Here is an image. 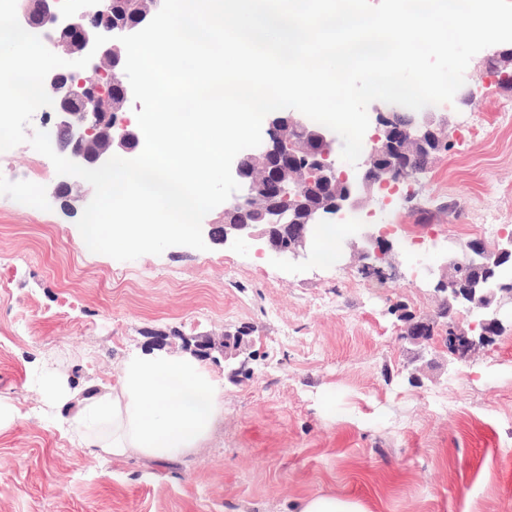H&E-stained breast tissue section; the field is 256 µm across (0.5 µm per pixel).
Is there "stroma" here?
Returning a JSON list of instances; mask_svg holds the SVG:
<instances>
[{"mask_svg":"<svg viewBox=\"0 0 512 512\" xmlns=\"http://www.w3.org/2000/svg\"><path fill=\"white\" fill-rule=\"evenodd\" d=\"M475 55L483 84L453 100L448 151L400 185L389 217L396 274L363 278L345 255L281 263L260 242L173 246L121 263L82 247L81 209L34 187L29 144L0 160V512H295L324 493L370 512H512V303L504 329L469 360L445 341L436 277L424 265L460 251L496 215L512 232V125L493 126L512 87ZM177 280L117 279L121 266ZM435 324L430 343L403 339L406 317ZM246 331L248 375L229 381L224 417L181 462L112 461L74 444L68 408L45 411L48 370L78 389L115 382L122 363L182 337Z\"/></svg>","mask_w":512,"mask_h":512,"instance_id":"1","label":"stroma"}]
</instances>
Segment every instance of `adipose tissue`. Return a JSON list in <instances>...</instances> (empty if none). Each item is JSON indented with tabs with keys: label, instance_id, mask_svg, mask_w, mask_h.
Here are the masks:
<instances>
[{
	"label": "adipose tissue",
	"instance_id": "1",
	"mask_svg": "<svg viewBox=\"0 0 512 512\" xmlns=\"http://www.w3.org/2000/svg\"><path fill=\"white\" fill-rule=\"evenodd\" d=\"M48 407L69 406L73 440L100 456L136 455L170 463L192 455L224 416V385L191 356L134 355L112 387L70 388L56 375L44 381Z\"/></svg>",
	"mask_w": 512,
	"mask_h": 512
}]
</instances>
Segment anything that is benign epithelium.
<instances>
[{
  "mask_svg": "<svg viewBox=\"0 0 512 512\" xmlns=\"http://www.w3.org/2000/svg\"><path fill=\"white\" fill-rule=\"evenodd\" d=\"M17 15L22 26L40 31L55 54L76 60L90 52L98 34L111 37L102 45L83 69H54L45 79V89L53 99L55 116L53 131L62 134L66 148L64 157L85 168L103 165L114 155L133 158L138 155L143 134L137 127L119 118L118 113L99 111V101L112 98L119 86L124 99L131 89L124 82L125 59L119 54L121 43L116 37L143 29L162 6L155 0L154 8L135 24L113 21L112 0H70L63 7L61 0H17ZM486 69L498 73L512 69V48L496 50L483 60ZM375 132L370 147L362 154L353 171L338 169L332 158L335 138L324 126L312 127L300 112H289L273 118L262 143L254 148L250 168L233 162L237 193L224 202V223L206 224L203 231L212 241L224 245L247 240H262L269 254L283 261H295L307 256L315 240V227L338 223L362 208L363 194L372 187L384 188L380 172H393L391 180L404 182L423 173L428 165L414 163L431 161L448 144V121L425 107L420 111L386 102L372 108ZM317 178L331 191L327 203L303 213L277 212L269 202L277 197H298L300 188ZM54 199L87 201L81 179L60 175L47 190ZM256 215V222L236 219L243 205ZM359 267L380 270L374 264L385 260L395 246L385 233L366 224L346 240ZM512 256V236L496 249L484 250L473 244L466 249V259H454L440 265L436 291L445 305L442 316L448 317L461 307L475 315L477 322L468 328L448 325V348L460 361L469 359L478 349L503 328L502 299L512 300V280L502 277L503 268L496 267L499 259ZM473 265L492 270L491 278L471 281L467 287L457 283L466 278ZM406 339L415 344L429 340L422 321L410 320ZM186 348L201 358L217 352L230 368L229 376L241 373L248 365L244 336H194Z\"/></svg>",
  "mask_w": 512,
  "mask_h": 512,
  "instance_id": "7a95c632",
  "label": "benign epithelium"
}]
</instances>
